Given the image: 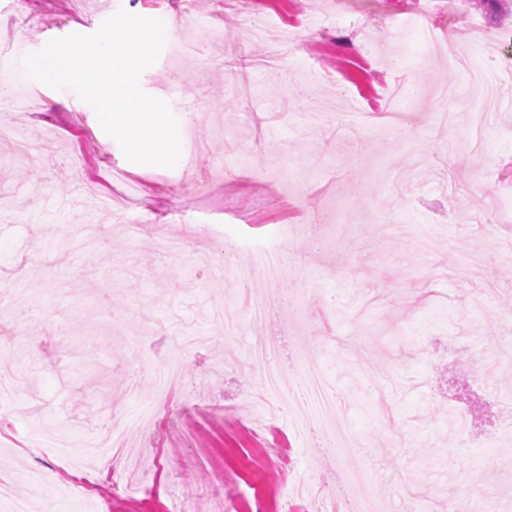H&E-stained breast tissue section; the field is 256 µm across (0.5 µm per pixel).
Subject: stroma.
<instances>
[{
  "instance_id": "obj_1",
  "label": "stroma",
  "mask_w": 512,
  "mask_h": 512,
  "mask_svg": "<svg viewBox=\"0 0 512 512\" xmlns=\"http://www.w3.org/2000/svg\"><path fill=\"white\" fill-rule=\"evenodd\" d=\"M414 0H0V76L37 87L0 108V357L21 379L0 398V480L29 512H163L177 485L203 490V512H312L320 497L382 500L388 512H473L478 489H512L500 449L459 446L446 410L475 412L476 432L512 425L499 398L512 379V250L494 214L466 224L473 195L512 209V42L495 59L507 107L488 116L485 151H468V113L439 124L437 99L463 74L434 47ZM439 32L474 17L469 0H425ZM173 24L141 85L190 130L185 166L128 162L93 109L68 88L35 86L24 55L95 32L118 10ZM298 52L254 75L241 99L232 68ZM411 109L381 130L378 101ZM81 180H74L72 170ZM404 225L432 235L423 247ZM186 240L158 248V238ZM260 244L290 263L268 325L283 371H298L297 335L327 386L347 396L352 452L326 454L287 407L261 402L265 366L239 292L259 291ZM183 362L184 383L144 416L152 372ZM139 397L128 395L131 382ZM125 431L146 484L132 491L83 447L103 427Z\"/></svg>"
}]
</instances>
